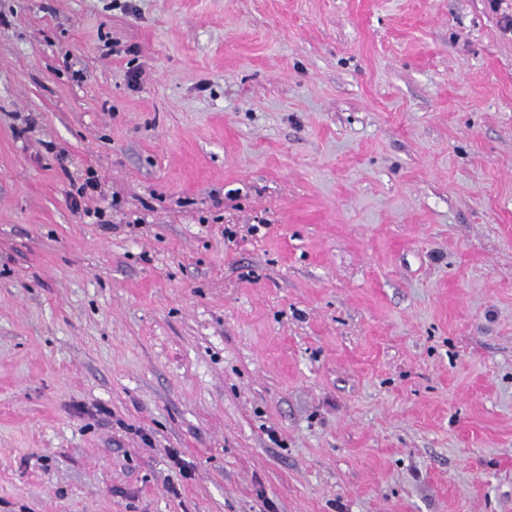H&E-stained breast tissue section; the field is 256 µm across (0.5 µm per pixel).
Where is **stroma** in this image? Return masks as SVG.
Returning a JSON list of instances; mask_svg holds the SVG:
<instances>
[{
  "mask_svg": "<svg viewBox=\"0 0 512 512\" xmlns=\"http://www.w3.org/2000/svg\"><path fill=\"white\" fill-rule=\"evenodd\" d=\"M0 512H512L487 0H0Z\"/></svg>",
  "mask_w": 512,
  "mask_h": 512,
  "instance_id": "1",
  "label": "stroma"
}]
</instances>
